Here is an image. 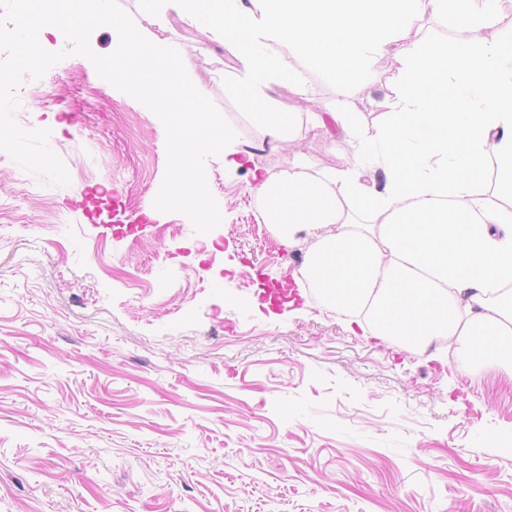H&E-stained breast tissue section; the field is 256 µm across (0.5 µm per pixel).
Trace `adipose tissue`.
I'll list each match as a JSON object with an SVG mask.
<instances>
[{"label":"adipose tissue","mask_w":512,"mask_h":512,"mask_svg":"<svg viewBox=\"0 0 512 512\" xmlns=\"http://www.w3.org/2000/svg\"><path fill=\"white\" fill-rule=\"evenodd\" d=\"M164 26L178 13L232 45L249 122L295 141L297 113L279 123L266 90L300 69L362 85L393 54L398 78L370 125L333 120L353 153L325 168L293 153L276 173L253 171L264 223L285 239L316 241L300 276L341 316L414 350L453 346L467 374L512 372V33L493 35L502 0H135ZM454 16L453 42L422 37L425 16ZM384 169L376 190L369 173ZM493 183H486V173Z\"/></svg>","instance_id":"1"}]
</instances>
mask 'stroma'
I'll list each match as a JSON object with an SVG mask.
<instances>
[{
	"label": "stroma",
	"mask_w": 512,
	"mask_h": 512,
	"mask_svg": "<svg viewBox=\"0 0 512 512\" xmlns=\"http://www.w3.org/2000/svg\"><path fill=\"white\" fill-rule=\"evenodd\" d=\"M181 49L241 143L246 167L205 160L221 224L155 212L160 119L72 55L25 79L18 123L46 128L69 184L0 151V512H512V377L461 375L428 352L363 335L298 270L314 242L254 231L250 168L291 151L336 167L344 139L265 141L231 90L228 46L170 15ZM307 72L283 113L353 112L389 91Z\"/></svg>",
	"instance_id": "stroma-1"
}]
</instances>
